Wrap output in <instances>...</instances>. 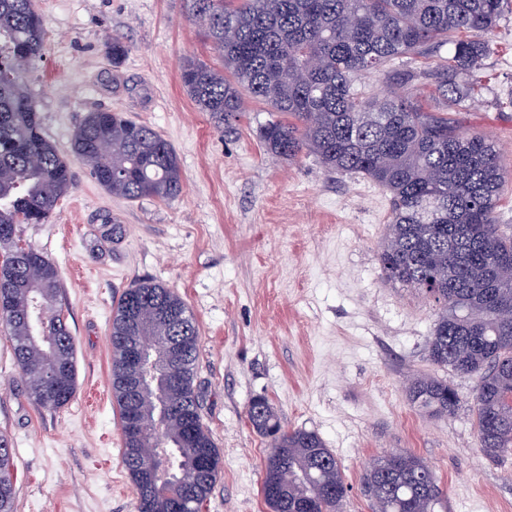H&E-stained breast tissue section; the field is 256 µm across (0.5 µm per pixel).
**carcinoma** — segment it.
I'll list each match as a JSON object with an SVG mask.
<instances>
[{
	"label": "carcinoma",
	"instance_id": "cac0c4a2",
	"mask_svg": "<svg viewBox=\"0 0 512 512\" xmlns=\"http://www.w3.org/2000/svg\"><path fill=\"white\" fill-rule=\"evenodd\" d=\"M512 0H190L221 66L188 59V96L217 126L245 112V98L282 119L260 132L266 152L303 151L336 172L361 174L390 194L389 234L380 260L386 279L432 298L439 313L428 359L479 379L472 415L489 459L512 455V235L500 231L497 208L509 173L495 143L448 118L466 99L462 73L481 69L490 38ZM45 21L32 0H0V327L13 343L15 364L41 408L54 411L76 391L74 337L54 263L30 249L19 254L17 227L46 224L74 186L69 164L42 132L39 113L20 81L42 58ZM444 43L448 59L433 71L445 107L421 103L415 76L402 91L369 96L363 73L424 56ZM112 141V153L97 148ZM72 153L113 195L128 201L171 200L182 189L177 155L154 128L121 112L93 110L76 129ZM57 315L38 326V303ZM144 333L181 338V358L161 366L139 394L141 437L123 438V464L137 494V512H201L220 468V452L204 426L194 379L199 328L186 303L166 286L143 280L122 293L112 314L113 401L124 419L127 397L121 344ZM409 398L430 416L460 405L456 389L418 376ZM247 416L270 438L261 493L277 470H288L282 512H339L346 494L341 466L313 431L282 428L266 398ZM364 487L374 512H436L444 500L426 463L408 452L377 460ZM0 512H17L8 440L0 435Z\"/></svg>",
	"mask_w": 512,
	"mask_h": 512
}]
</instances>
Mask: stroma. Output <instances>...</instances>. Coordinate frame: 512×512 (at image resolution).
<instances>
[{
	"mask_svg": "<svg viewBox=\"0 0 512 512\" xmlns=\"http://www.w3.org/2000/svg\"><path fill=\"white\" fill-rule=\"evenodd\" d=\"M33 2L46 21L44 50L23 80L75 187L48 223L19 225L18 236L60 272L77 390L57 411L40 408L0 331V433L13 452L17 512H136L109 385L110 329L120 294L144 278L177 293L199 325L195 386L223 460L202 512H270L261 495L270 442L246 414L259 397L283 428L316 432L332 449L348 487L341 512H372L363 476L397 451L433 469L442 512H512V455L493 461L479 448L470 410L477 378L429 361L434 304L385 279L388 193L313 154L264 151L260 127L275 118L265 104L248 102L229 128L199 111L183 87V61L219 59L186 0ZM115 37L127 49L117 65L105 52ZM492 42L455 118L512 163L511 12ZM449 51L360 83L379 94L387 76L412 71L432 100L431 71ZM93 109L124 113L170 142L177 198L126 201L92 178L71 139ZM425 374L457 390L454 414L431 417L409 401L408 384Z\"/></svg>",
	"mask_w": 512,
	"mask_h": 512,
	"instance_id": "obj_1",
	"label": "stroma"
}]
</instances>
